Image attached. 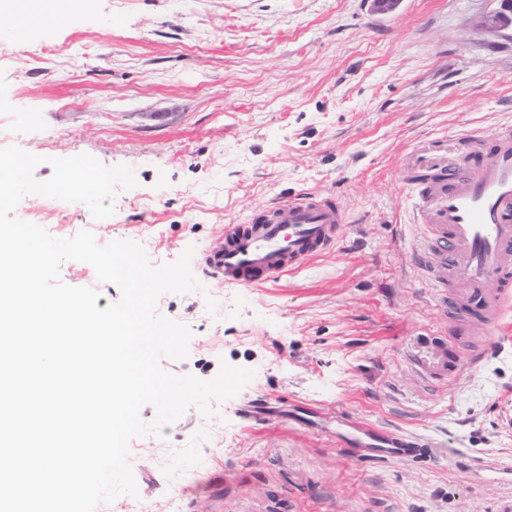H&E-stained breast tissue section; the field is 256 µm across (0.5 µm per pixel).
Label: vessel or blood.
Here are the masks:
<instances>
[{"label":"vessel or blood","instance_id":"b4317fda","mask_svg":"<svg viewBox=\"0 0 512 512\" xmlns=\"http://www.w3.org/2000/svg\"><path fill=\"white\" fill-rule=\"evenodd\" d=\"M425 198L432 216L423 248L412 253V262L423 265L426 254H433L438 274L464 281L467 311L501 321L512 308V131L494 135L477 172L445 169ZM346 222L344 212L330 202L297 199L262 208L247 223L225 225L223 243L206 254L205 263L229 285L271 283L338 243ZM420 360L428 374L444 378L480 357L463 360L447 341L434 338L423 343ZM350 426V442L365 457L399 461L420 448L417 440L360 421Z\"/></svg>","mask_w":512,"mask_h":512}]
</instances>
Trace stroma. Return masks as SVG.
Masks as SVG:
<instances>
[{"label":"stroma","mask_w":512,"mask_h":512,"mask_svg":"<svg viewBox=\"0 0 512 512\" xmlns=\"http://www.w3.org/2000/svg\"><path fill=\"white\" fill-rule=\"evenodd\" d=\"M493 0H74L71 20L0 25V148L88 154L131 169L114 213L23 199L15 217L98 244L134 241L154 265L192 249L198 289L160 295L189 327L176 375L250 381L205 417L137 437V496L96 512H512V309L458 317L460 279L407 259L423 242L424 176L475 165L466 139L512 127V40ZM307 197L349 216L343 241L279 281L224 284L204 263L224 227ZM62 280L120 291L70 260ZM424 336L486 339L482 361L435 379ZM422 439L397 461L357 458L336 412ZM512 1V0H511ZM510 0H495L497 3L494 10L484 16L483 18V26L490 32H495L498 34H503L507 30L510 29L511 35V26L512 23L509 21L507 23L504 20L512 14V2Z\"/></svg>","instance_id":"obj_1"}]
</instances>
